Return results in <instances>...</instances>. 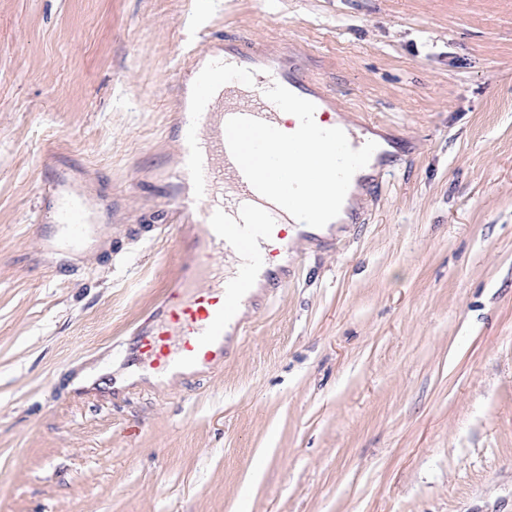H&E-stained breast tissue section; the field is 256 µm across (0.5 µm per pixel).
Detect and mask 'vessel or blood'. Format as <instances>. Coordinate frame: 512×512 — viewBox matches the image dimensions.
Returning a JSON list of instances; mask_svg holds the SVG:
<instances>
[{
	"label": "vessel or blood",
	"instance_id": "obj_1",
	"mask_svg": "<svg viewBox=\"0 0 512 512\" xmlns=\"http://www.w3.org/2000/svg\"><path fill=\"white\" fill-rule=\"evenodd\" d=\"M239 66L251 79L240 84L225 77L223 59L198 74V93L185 103L175 124L174 212L183 226L175 283L164 292L163 316L150 321L140 336L143 369L176 374L198 364L222 362L240 313L254 303L255 287H280L286 274L291 232L297 221L260 195L232 157L226 123L249 117L282 127L280 109L265 92L281 84L313 102L314 118L335 123L352 148L369 142V125L337 118L327 95L315 90L297 70L259 65L256 49L237 48ZM57 215L54 236L68 250L93 242L101 225L81 194L54 187L48 198ZM221 267H214V256Z\"/></svg>",
	"mask_w": 512,
	"mask_h": 512
}]
</instances>
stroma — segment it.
I'll return each mask as SVG.
<instances>
[{"label":"stroma","mask_w":512,"mask_h":512,"mask_svg":"<svg viewBox=\"0 0 512 512\" xmlns=\"http://www.w3.org/2000/svg\"><path fill=\"white\" fill-rule=\"evenodd\" d=\"M228 38L396 151L222 364L121 385L183 68ZM62 181L97 248L50 249ZM0 512H512V0H0Z\"/></svg>","instance_id":"obj_1"}]
</instances>
